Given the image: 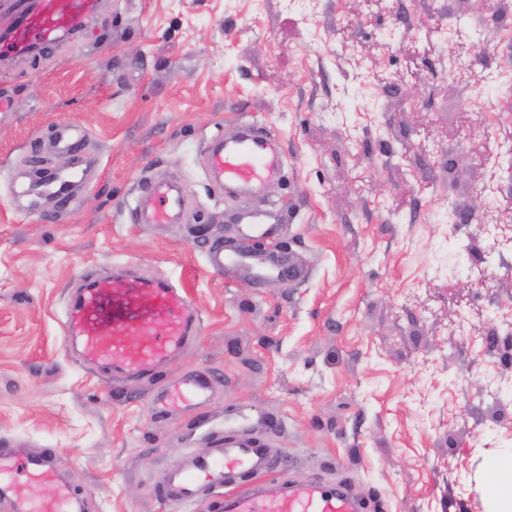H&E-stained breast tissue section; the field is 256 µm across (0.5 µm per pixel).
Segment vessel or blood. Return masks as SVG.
<instances>
[{"label": "vessel or blood", "mask_w": 512, "mask_h": 512, "mask_svg": "<svg viewBox=\"0 0 512 512\" xmlns=\"http://www.w3.org/2000/svg\"><path fill=\"white\" fill-rule=\"evenodd\" d=\"M96 9V0H38L10 31L0 55H18L35 44L52 43L59 34L77 32ZM208 174L219 187L247 192L279 181L284 164L270 137L247 125L234 137L216 142L204 159ZM70 171L43 181L45 192L70 202L76 179ZM184 189L174 179H148L139 184L130 209L136 224H176L182 217ZM247 239L274 242L279 227L266 223L259 213L243 219ZM206 262L216 272L243 267L270 276L284 268L258 250L216 240L206 252ZM118 274L93 281L71 300L63 322L66 346H79V358L91 368H109L113 376L138 379L171 365L200 330V313L184 288L163 280H139ZM113 300L112 314L104 303ZM213 386L203 375L185 374L169 383L153 400L152 411L167 415L172 410L207 405ZM265 435H257L247 415L235 412L220 423L202 419L210 438L205 453L183 452L165 469L156 488L158 498L191 512L203 505L208 512H366L365 501L345 485L319 480L296 481L280 474L268 438L282 427L268 416ZM29 481L52 485L49 497L39 498L23 490L17 473ZM0 503L8 512H82L83 502L61 482L50 450L0 448Z\"/></svg>", "instance_id": "1"}]
</instances>
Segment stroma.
<instances>
[{"mask_svg":"<svg viewBox=\"0 0 512 512\" xmlns=\"http://www.w3.org/2000/svg\"><path fill=\"white\" fill-rule=\"evenodd\" d=\"M494 0H99L81 31L0 56V445L48 449L85 512H176L154 490L203 451L199 412L150 413L168 379L213 376L209 414H274L283 474L348 481L382 512H485L490 458L512 448V366L490 332L512 313V47L485 41ZM469 66L467 83L449 71ZM270 131L281 181L216 190L212 138ZM84 162L71 204L26 194L34 158ZM40 141L39 154L28 145ZM149 177L180 179L179 224H133ZM275 213L301 284L210 270L213 240ZM182 285L202 316L160 377L124 381L64 346L67 302L115 263Z\"/></svg>","mask_w":512,"mask_h":512,"instance_id":"35a3bbf8","label":"stroma"}]
</instances>
